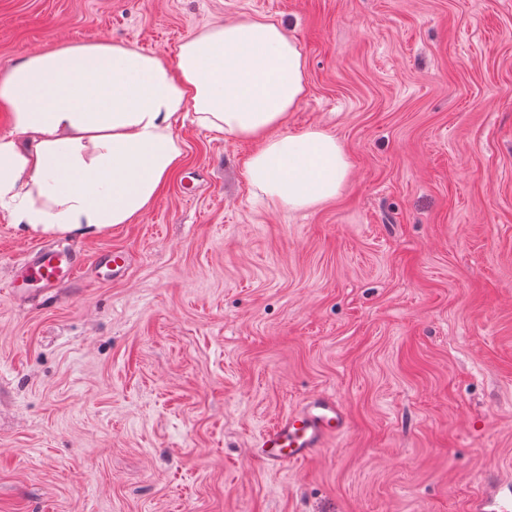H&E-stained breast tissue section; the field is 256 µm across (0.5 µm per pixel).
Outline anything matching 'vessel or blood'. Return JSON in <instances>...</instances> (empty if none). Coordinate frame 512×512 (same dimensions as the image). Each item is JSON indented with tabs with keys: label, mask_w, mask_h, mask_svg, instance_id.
<instances>
[{
	"label": "vessel or blood",
	"mask_w": 512,
	"mask_h": 512,
	"mask_svg": "<svg viewBox=\"0 0 512 512\" xmlns=\"http://www.w3.org/2000/svg\"><path fill=\"white\" fill-rule=\"evenodd\" d=\"M17 268L19 273L11 279L9 288L24 299L31 294V284L54 288L76 283L83 275L82 263L72 250L44 248L25 256ZM347 423V413L335 397L315 395L266 427L251 454L272 468L301 463L331 437L342 433ZM466 512H512V481L497 476L486 479L481 491L468 501Z\"/></svg>",
	"instance_id": "b4317fda"
}]
</instances>
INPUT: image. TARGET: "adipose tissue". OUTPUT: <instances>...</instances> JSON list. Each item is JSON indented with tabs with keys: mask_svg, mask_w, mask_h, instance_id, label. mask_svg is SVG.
<instances>
[{
	"mask_svg": "<svg viewBox=\"0 0 512 512\" xmlns=\"http://www.w3.org/2000/svg\"><path fill=\"white\" fill-rule=\"evenodd\" d=\"M307 94L302 52L284 27L244 15L188 37L173 60L87 41L32 54L0 73V210L14 226L93 235L146 212L184 159L174 132L205 129L257 143L246 176L300 211L337 197L344 145L289 130Z\"/></svg>",
	"mask_w": 512,
	"mask_h": 512,
	"instance_id": "adipose-tissue-1",
	"label": "adipose tissue"
}]
</instances>
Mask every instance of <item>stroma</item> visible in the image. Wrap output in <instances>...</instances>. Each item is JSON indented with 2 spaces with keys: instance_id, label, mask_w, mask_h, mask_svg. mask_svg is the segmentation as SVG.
Masks as SVG:
<instances>
[{
  "instance_id": "1",
  "label": "stroma",
  "mask_w": 512,
  "mask_h": 512,
  "mask_svg": "<svg viewBox=\"0 0 512 512\" xmlns=\"http://www.w3.org/2000/svg\"><path fill=\"white\" fill-rule=\"evenodd\" d=\"M281 22L288 119L344 145L336 199L257 196V145L193 118L147 212L90 236L0 211V512H464L512 478V0H0V71L100 39L172 59L200 28ZM69 248L77 284L11 296ZM129 254L120 277L96 267ZM331 394L348 429L268 468L261 431ZM20 274L14 276L8 288L20 298L32 294V281L40 284L39 288H56L60 284H74L82 279V263L75 251L40 249L25 256L17 265Z\"/></svg>"
}]
</instances>
